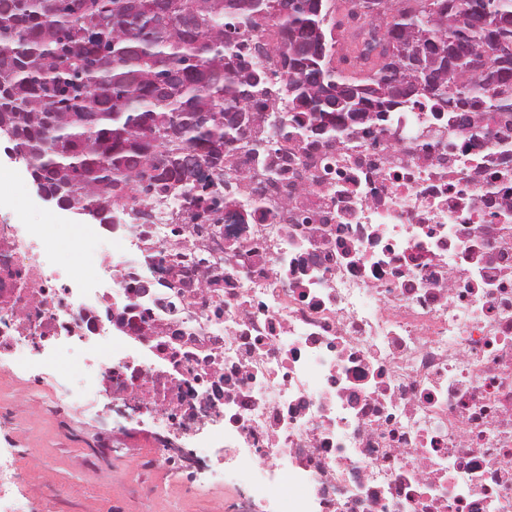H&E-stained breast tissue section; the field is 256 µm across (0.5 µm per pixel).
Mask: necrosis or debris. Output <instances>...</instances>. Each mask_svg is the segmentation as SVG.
Returning <instances> with one entry per match:
<instances>
[{
    "mask_svg": "<svg viewBox=\"0 0 512 512\" xmlns=\"http://www.w3.org/2000/svg\"><path fill=\"white\" fill-rule=\"evenodd\" d=\"M224 176L246 223L128 200L93 276L46 253L100 225L0 224V364L53 417L156 419L149 459L185 489L263 465L231 512H512V155L425 98L382 132L235 151ZM63 352L80 378L59 391Z\"/></svg>",
    "mask_w": 512,
    "mask_h": 512,
    "instance_id": "4bbe7bcc",
    "label": "necrosis or debris"
}]
</instances>
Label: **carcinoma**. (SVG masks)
Returning a JSON list of instances; mask_svg holds the SVG:
<instances>
[{
	"label": "carcinoma",
	"instance_id": "obj_1",
	"mask_svg": "<svg viewBox=\"0 0 512 512\" xmlns=\"http://www.w3.org/2000/svg\"><path fill=\"white\" fill-rule=\"evenodd\" d=\"M357 2L362 24L385 18L383 38L363 43V75L333 66L329 0H0V128L34 181L101 224L158 192L189 200L198 226L235 213L226 157L257 151L248 131L274 96L238 39L254 18L275 28L274 97L295 112L286 139L370 126L403 82L421 92L398 112L431 97L474 137L494 138L484 121L512 125V0ZM466 8L474 22L452 23Z\"/></svg>",
	"mask_w": 512,
	"mask_h": 512
}]
</instances>
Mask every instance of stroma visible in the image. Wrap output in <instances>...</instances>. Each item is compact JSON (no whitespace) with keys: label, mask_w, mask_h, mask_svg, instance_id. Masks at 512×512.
Segmentation results:
<instances>
[{"label":"stroma","mask_w":512,"mask_h":512,"mask_svg":"<svg viewBox=\"0 0 512 512\" xmlns=\"http://www.w3.org/2000/svg\"><path fill=\"white\" fill-rule=\"evenodd\" d=\"M10 143L0 140V184L21 185L31 203L19 215L0 212L6 224H89L87 214L66 210L36 193L24 159L11 158ZM0 406L14 414L0 422V448L16 445L32 449L17 462L22 489L36 488L33 512H224L223 487L207 486L185 492L164 471L141 467L155 425L150 417L130 423L105 403L89 404L70 418L69 434H62L49 415L41 412L19 370L0 366ZM107 438L118 451L102 469L91 472L79 465L95 441Z\"/></svg>","instance_id":"obj_1"}]
</instances>
